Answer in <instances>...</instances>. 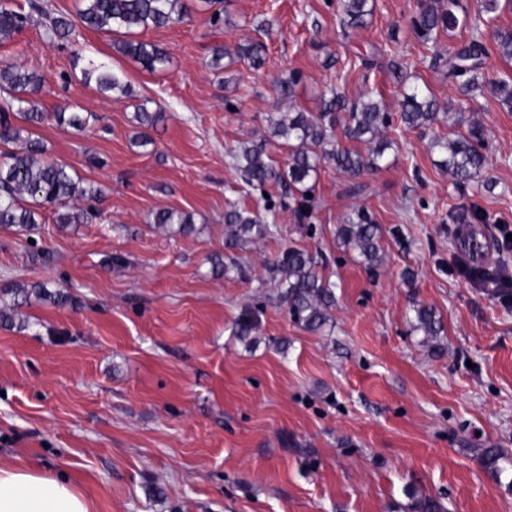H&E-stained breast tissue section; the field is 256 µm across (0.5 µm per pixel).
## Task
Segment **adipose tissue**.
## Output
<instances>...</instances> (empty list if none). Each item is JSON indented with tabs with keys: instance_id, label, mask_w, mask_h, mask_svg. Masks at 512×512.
Returning <instances> with one entry per match:
<instances>
[{
	"instance_id": "obj_1",
	"label": "adipose tissue",
	"mask_w": 512,
	"mask_h": 512,
	"mask_svg": "<svg viewBox=\"0 0 512 512\" xmlns=\"http://www.w3.org/2000/svg\"><path fill=\"white\" fill-rule=\"evenodd\" d=\"M0 512H92V505L69 478L20 462L0 466Z\"/></svg>"
}]
</instances>
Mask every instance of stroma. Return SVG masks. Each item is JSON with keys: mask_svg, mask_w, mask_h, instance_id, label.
<instances>
[{"mask_svg": "<svg viewBox=\"0 0 512 512\" xmlns=\"http://www.w3.org/2000/svg\"><path fill=\"white\" fill-rule=\"evenodd\" d=\"M224 24L195 3L171 26L141 32L170 57L150 72L112 50L109 35L75 28L50 44L38 20L0 45V62L37 72L46 120L34 127L50 159L102 191L87 224L55 223L45 210L26 237L0 229V466L27 461L68 476L94 512H408V489L448 512H512V492L481 466L480 449L512 458V300L471 281L451 222L482 212L494 264L512 271V112L476 95L462 117L433 131L393 122L382 167L353 178L324 167L315 182L314 233L291 207L268 212L275 239L247 245L249 279L214 274L230 203L263 210L231 153L267 136L273 112L320 110L338 89L371 90L398 112L406 86L438 100L459 92L442 61L467 30L423 43L416 0H375L362 29L341 25L335 0H223ZM259 43L260 69L213 70L217 46ZM383 50L364 69L362 55ZM108 64L127 93H101L75 58ZM403 66L394 74L393 63ZM298 73L293 101L280 79ZM162 113L135 146L139 107ZM91 112L78 133L59 111ZM478 124L488 165L458 185L440 165L434 136ZM382 229L376 269L355 262L336 237L352 207ZM171 208L193 218L183 236L152 224ZM265 210V209H264ZM297 246L321 258L336 307L321 330L293 322L270 288L268 263ZM48 284L68 304L14 305L12 284ZM434 308V345L414 330V304ZM260 308L258 341L233 334Z\"/></svg>", "mask_w": 512, "mask_h": 512, "instance_id": "obj_1", "label": "stroma"}]
</instances>
